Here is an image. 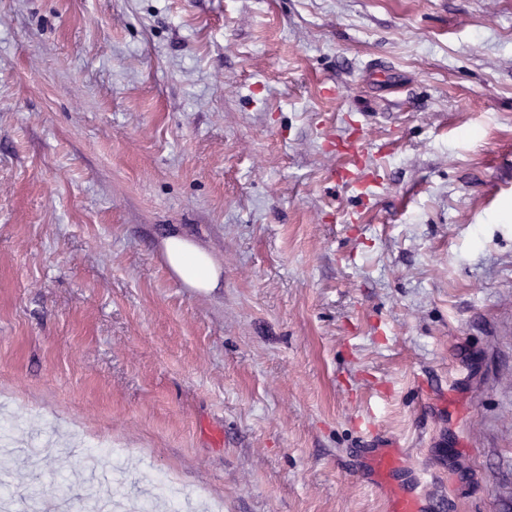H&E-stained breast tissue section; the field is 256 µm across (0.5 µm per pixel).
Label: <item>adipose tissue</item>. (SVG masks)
<instances>
[{"mask_svg":"<svg viewBox=\"0 0 512 512\" xmlns=\"http://www.w3.org/2000/svg\"><path fill=\"white\" fill-rule=\"evenodd\" d=\"M163 250L168 266L186 287H216L220 268L204 249L182 236L172 235L164 240Z\"/></svg>","mask_w":512,"mask_h":512,"instance_id":"obj_1","label":"adipose tissue"}]
</instances>
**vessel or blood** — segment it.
Listing matches in <instances>:
<instances>
[{
    "mask_svg": "<svg viewBox=\"0 0 512 512\" xmlns=\"http://www.w3.org/2000/svg\"><path fill=\"white\" fill-rule=\"evenodd\" d=\"M345 163L333 176L345 186L356 185L365 175L366 154L361 139L349 140L340 150ZM371 488L386 503V512H426L428 504L421 496L401 490L393 479L402 464L398 449L363 448L359 451Z\"/></svg>",
    "mask_w": 512,
    "mask_h": 512,
    "instance_id": "b4317fda",
    "label": "vessel or blood"
}]
</instances>
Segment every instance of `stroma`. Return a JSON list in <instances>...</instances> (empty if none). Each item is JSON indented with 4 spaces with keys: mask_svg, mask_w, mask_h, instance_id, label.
Returning a JSON list of instances; mask_svg holds the SVG:
<instances>
[{
    "mask_svg": "<svg viewBox=\"0 0 512 512\" xmlns=\"http://www.w3.org/2000/svg\"><path fill=\"white\" fill-rule=\"evenodd\" d=\"M0 421L15 512H512V0H0ZM337 153L346 159V163L337 171L335 169L333 178L347 187L356 185L365 176L366 150L363 141L353 138ZM164 255L173 273L189 288H215L220 268L201 247L181 235L163 241ZM378 446L383 448H359V454L371 480L370 487L386 502V511L424 512L429 509L430 505L421 496L403 491L394 484L393 479L402 464L398 449Z\"/></svg>",
    "mask_w": 512,
    "mask_h": 512,
    "instance_id": "stroma-1",
    "label": "stroma"
}]
</instances>
